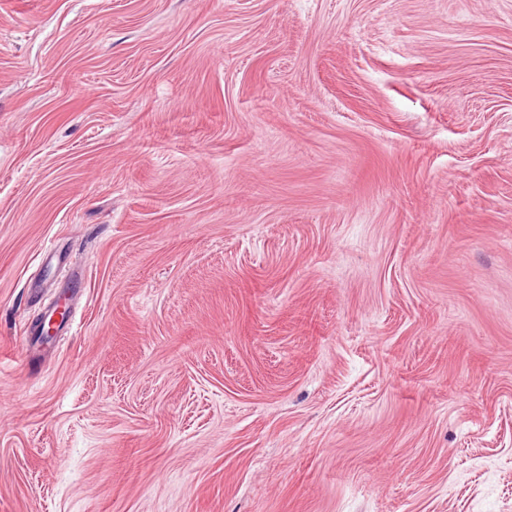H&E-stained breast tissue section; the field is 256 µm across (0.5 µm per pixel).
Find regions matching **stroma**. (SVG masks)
I'll return each mask as SVG.
<instances>
[{"label": "stroma", "instance_id": "35a3bbf8", "mask_svg": "<svg viewBox=\"0 0 512 512\" xmlns=\"http://www.w3.org/2000/svg\"><path fill=\"white\" fill-rule=\"evenodd\" d=\"M0 512H512V0H0Z\"/></svg>", "mask_w": 512, "mask_h": 512}]
</instances>
